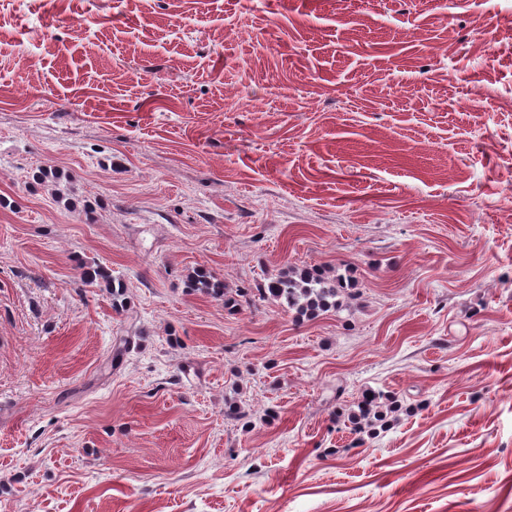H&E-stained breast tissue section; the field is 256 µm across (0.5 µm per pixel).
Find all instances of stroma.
Wrapping results in <instances>:
<instances>
[{
    "label": "stroma",
    "instance_id": "35a3bbf8",
    "mask_svg": "<svg viewBox=\"0 0 512 512\" xmlns=\"http://www.w3.org/2000/svg\"><path fill=\"white\" fill-rule=\"evenodd\" d=\"M0 512H512V0H0ZM344 288L340 278L336 281L326 280L309 270L284 271L270 278L256 292L249 288H239L240 300L247 305L258 300H276L286 303L289 309H295L301 315H315L336 307L339 289ZM390 401V396L380 389H368L357 404L356 410H351L343 415L344 425L347 420L352 425L351 431L355 434L361 433L367 426H385L387 414L384 407Z\"/></svg>",
    "mask_w": 512,
    "mask_h": 512
}]
</instances>
